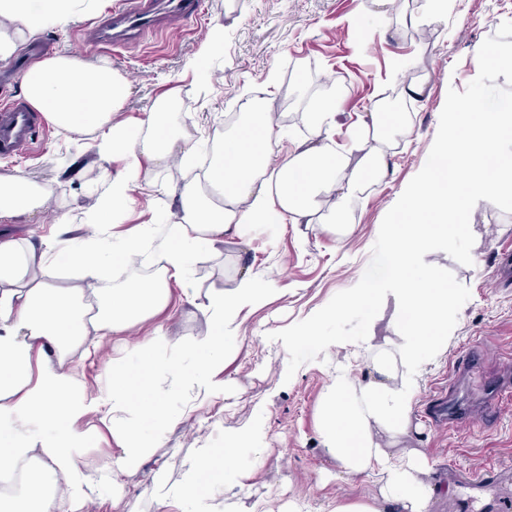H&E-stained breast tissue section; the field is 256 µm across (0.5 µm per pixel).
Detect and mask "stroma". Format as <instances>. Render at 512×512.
<instances>
[{"label": "stroma", "mask_w": 512, "mask_h": 512, "mask_svg": "<svg viewBox=\"0 0 512 512\" xmlns=\"http://www.w3.org/2000/svg\"><path fill=\"white\" fill-rule=\"evenodd\" d=\"M116 2L92 0L82 15L41 38L54 52L84 56L83 27L102 20ZM217 25L224 34L221 48L214 50L209 37ZM420 30L428 33L427 41L414 39ZM487 43L512 54V0H448L447 11L436 18L427 0H204L186 31L148 37L117 57L99 54V61L128 80L120 117L130 130L139 131L141 119L166 99L173 131L192 150L165 164L144 160L121 227L151 224L155 232L142 241L138 267L104 270L103 288L155 275L154 250L163 243L167 215L175 208L169 191L203 184L196 163L209 156L215 136L234 129L244 91L263 98L282 122L286 136L274 145L282 155L308 138L307 114L331 86L341 93L334 147L360 134L358 121L377 99L407 113L411 134L408 143L388 151L386 176L369 186L349 215L354 232L346 241L316 223L288 224L245 243L225 238L221 254L196 257L187 278L203 296L235 288L244 271L277 281L275 294L240 317L245 340L224 370L234 395L204 403L160 437L144 423V437H159V447L116 483H102L82 512H158L153 473L180 480L185 460L197 448H223L225 434L245 425L251 429L249 448L240 454L235 473L225 476L229 482L238 473L248 476L237 501L240 512L258 500L281 512L292 499L329 512L336 498L375 493L373 481L337 480L316 430L330 370L322 352L289 339L310 325L330 340L358 342L366 336L367 309H346L342 303L371 283L387 293L395 289L386 271V229L431 159L449 107L473 96L512 100L511 74L478 67V50ZM122 166L119 159L101 166L91 142L68 140L44 123L37 154L0 159V172L35 173L55 194L34 216L0 223V237L36 239L48 234L60 215L82 217L108 190L104 169ZM473 222L475 236L456 243V256L444 271L455 289L459 329L421 379L417 429L407 445L437 462L433 480L447 490L435 512H512V397L503 399L494 418L476 416L477 396L512 380L506 365L512 359V279L497 275L499 252L512 248V195L491 193ZM157 323L168 338L159 349L164 359L172 347L190 350L206 329L202 314L177 291L143 334ZM477 342L482 348L468 375L452 378L453 365ZM256 448L267 451L259 463L252 454Z\"/></svg>", "instance_id": "obj_1"}]
</instances>
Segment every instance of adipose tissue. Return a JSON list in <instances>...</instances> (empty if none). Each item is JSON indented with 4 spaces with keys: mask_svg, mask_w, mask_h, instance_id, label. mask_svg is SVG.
<instances>
[{
    "mask_svg": "<svg viewBox=\"0 0 512 512\" xmlns=\"http://www.w3.org/2000/svg\"><path fill=\"white\" fill-rule=\"evenodd\" d=\"M78 0H0V65L9 64L20 42L65 25ZM22 96L59 129L82 137L94 135L99 161L121 157L123 169L108 174L109 188L79 224L81 233L57 251L43 238L0 239V481L24 471L17 495L0 497V512H80L95 495L98 481L82 458L85 448L110 431L118 448L113 473L138 467L157 443L142 434L151 420L157 432L177 420L158 387L192 391L203 397L228 395L232 385L224 367L232 353L224 330L244 310L258 306L274 285L241 275L231 292L211 293L198 303L185 273L197 251L220 252L225 236L242 240L283 224H308L320 197L333 207L323 224L339 239L350 237L347 217L368 186L383 177L385 161L374 138L359 137L353 148L360 159L349 167L343 152L328 143L337 114L327 99L309 114V140L274 161L270 144L275 128L259 103L242 105L245 118L225 135L212 154L205 196L191 188L172 190L177 204L167 241L158 251L157 275L147 284L98 288L104 266L126 267L141 255V239L112 240L109 225L121 222L141 176L143 159H165L177 138L166 120L165 102L149 112L143 139L132 138L118 114L129 92L123 76L110 65L59 54L33 63L20 82ZM477 170L472 179L423 168L416 186L404 196L392 229L387 264L401 287L393 307L412 311V320L391 319L383 343H367L371 378L352 379L339 366L322 395L317 432L336 475L346 480L375 478L377 491L362 500H340L330 512H432L437 487L430 476L436 463L424 452L402 450L412 429V412L426 363L440 358L458 331L454 294L441 274L443 259L474 230L471 217L490 190L512 192V113L486 108L469 99L448 111L446 131L432 156L452 151ZM494 153L498 166L484 169ZM52 185L36 175L0 173V223L42 208ZM181 286L188 304H199L208 327L196 339L190 365L161 363L156 347L161 330L137 345L135 371L113 358L104 391L88 390L76 356L98 352L104 338L123 339L134 326L149 322L169 305L170 282ZM241 438L224 442L223 453L197 449L179 482L164 472L152 476V493L161 512L190 500L194 512H234L235 504L205 489L204 474L216 459L234 467ZM64 485L57 497L56 485Z\"/></svg>",
    "mask_w": 512,
    "mask_h": 512,
    "instance_id": "1",
    "label": "adipose tissue"
}]
</instances>
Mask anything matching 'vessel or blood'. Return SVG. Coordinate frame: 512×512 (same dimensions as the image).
<instances>
[{"mask_svg": "<svg viewBox=\"0 0 512 512\" xmlns=\"http://www.w3.org/2000/svg\"><path fill=\"white\" fill-rule=\"evenodd\" d=\"M203 0H123L107 22L85 31L89 51L116 52L143 41L148 35L178 30L196 18ZM41 124L19 100L0 103V156L28 155L35 151Z\"/></svg>", "mask_w": 512, "mask_h": 512, "instance_id": "vessel-or-blood-1", "label": "vessel or blood"}]
</instances>
